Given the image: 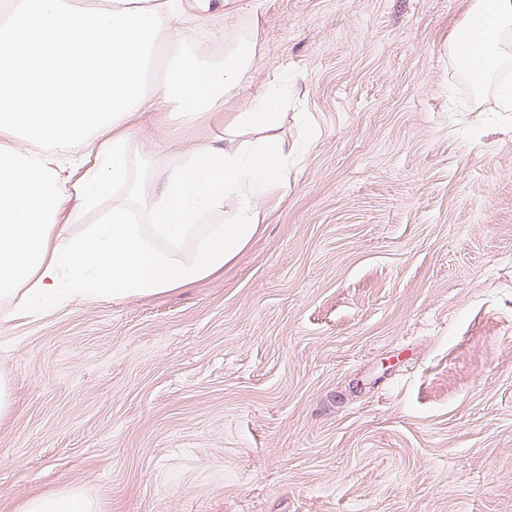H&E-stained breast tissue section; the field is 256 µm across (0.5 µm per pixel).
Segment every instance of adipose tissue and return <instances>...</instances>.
Wrapping results in <instances>:
<instances>
[{
    "label": "adipose tissue",
    "instance_id": "1",
    "mask_svg": "<svg viewBox=\"0 0 512 512\" xmlns=\"http://www.w3.org/2000/svg\"><path fill=\"white\" fill-rule=\"evenodd\" d=\"M229 0H107L100 12L63 0H0V298L31 316L85 299L154 295L222 272L254 236L262 205L288 167L275 93L255 97L224 127L169 164L160 185L113 202L100 223L61 243L112 187L130 185L129 116L173 108L190 118L223 109L255 61L246 42L223 60L189 39L185 23L223 15ZM166 77L149 83L158 52ZM491 81L512 66V0H470L448 45L461 73L474 54ZM111 131L94 161L72 150ZM231 219L217 221L225 200ZM142 214L143 224L133 221Z\"/></svg>",
    "mask_w": 512,
    "mask_h": 512
}]
</instances>
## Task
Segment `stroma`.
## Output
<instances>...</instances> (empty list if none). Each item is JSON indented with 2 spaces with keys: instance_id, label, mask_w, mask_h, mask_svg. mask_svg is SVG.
<instances>
[{
  "instance_id": "stroma-1",
  "label": "stroma",
  "mask_w": 512,
  "mask_h": 512,
  "mask_svg": "<svg viewBox=\"0 0 512 512\" xmlns=\"http://www.w3.org/2000/svg\"><path fill=\"white\" fill-rule=\"evenodd\" d=\"M220 112L132 118L133 170L268 87L296 160L219 275L13 319L0 512H512V112L448 56L468 0H239ZM19 512H94V506L78 493H50L26 499Z\"/></svg>"
}]
</instances>
